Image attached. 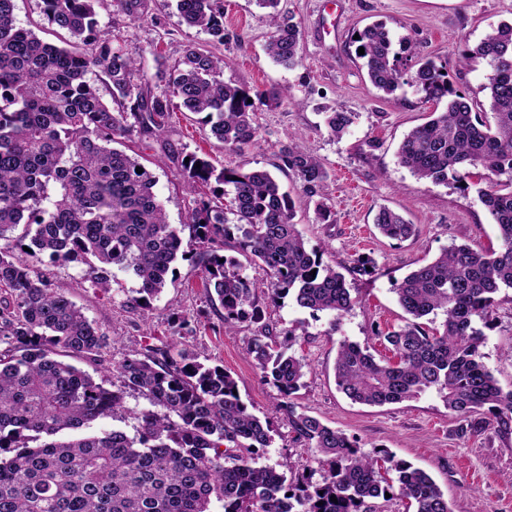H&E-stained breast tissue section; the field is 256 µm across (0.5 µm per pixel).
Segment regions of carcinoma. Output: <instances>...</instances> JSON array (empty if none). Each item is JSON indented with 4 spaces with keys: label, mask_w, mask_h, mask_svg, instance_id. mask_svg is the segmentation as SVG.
<instances>
[{
    "label": "carcinoma",
    "mask_w": 512,
    "mask_h": 512,
    "mask_svg": "<svg viewBox=\"0 0 512 512\" xmlns=\"http://www.w3.org/2000/svg\"><path fill=\"white\" fill-rule=\"evenodd\" d=\"M14 2L0 0V512H213L215 503L223 512H378L376 500L387 493L414 512H451L425 471L385 449L362 452L343 431L291 402L309 365L279 344L258 293L272 302L289 297L311 316L325 313L336 322L358 298L323 251L307 247L293 223L295 202L272 173L219 169L205 156L168 148L194 195L188 224H171L154 173L112 147L120 138L159 137L175 112L187 111L224 148L241 150L259 136L248 98L267 102L282 93L224 82L223 59L195 44L155 73L144 71L139 51L101 26L100 0H41L48 24L68 36L62 46L18 25ZM113 2L130 21L142 20L143 0ZM255 3L272 9L268 55L288 68L300 65L298 23L274 11L279 0ZM175 8L213 43L230 40L224 0H176ZM355 43L376 89L392 95L406 85L426 101L446 102L404 137L398 162L434 184L476 178L500 244H452L395 283L412 321L383 336L392 357L378 359L370 346L345 337L336 384L373 406L434 389L473 431L507 428L512 390L498 385L481 348L495 295L512 289V190L500 189L512 186V21L492 28L465 56L490 68L486 105L454 88L448 60L405 68L382 22L359 31ZM102 79L109 101L99 92ZM323 122L339 138L353 115L332 108ZM278 158L276 169L296 176L307 196H321L328 171L319 158L293 140ZM375 225L390 239L415 232L385 207ZM233 235L268 283L250 280L238 258L224 254V239ZM44 257L81 268L91 287L105 292L117 273L132 274L139 283L127 300L133 307L173 284L178 259L195 260L209 301L220 304L224 331L255 327L247 354L277 388L275 408L285 412L295 439L317 455L320 480L301 473L288 481L287 458L258 464V450L272 441L270 421L233 394L237 381L223 366L182 347L193 333L188 317L172 315L175 335L165 348L106 365V334L34 275L32 262ZM438 314L442 328L420 323ZM73 359L112 372V387ZM135 394L147 405L129 408L126 398ZM126 417L138 422L132 436L116 428L86 431L96 420Z\"/></svg>",
    "instance_id": "1"
}]
</instances>
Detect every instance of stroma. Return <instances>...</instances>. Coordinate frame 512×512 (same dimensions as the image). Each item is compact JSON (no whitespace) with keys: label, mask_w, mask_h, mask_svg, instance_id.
Here are the masks:
<instances>
[{"label":"stroma","mask_w":512,"mask_h":512,"mask_svg":"<svg viewBox=\"0 0 512 512\" xmlns=\"http://www.w3.org/2000/svg\"><path fill=\"white\" fill-rule=\"evenodd\" d=\"M279 9L300 26L301 66L288 69L267 55L266 12L254 0H224V24L231 39L216 48L226 60L225 82L289 91L279 104L258 105L257 144L240 151L225 149L189 112L173 116L166 138L174 148L206 154L214 165L228 169L271 168L278 161L279 145L291 137L323 161L329 173L323 197L330 218L325 223L317 221L314 204L299 180L286 172L277 175L295 201L296 227L308 247L322 251L325 262L349 268L357 258L370 256L377 269L350 277L359 302L336 329L330 326V315L311 318L291 299L268 304L267 315L278 333H286L297 320L308 324L307 335L293 345L310 366L303 387L293 397L295 405L343 430L362 451L386 449L428 472L447 496L452 512H512V428L470 431L466 420L450 415L443 398L433 391L382 407L361 405L339 391L334 376L341 337L387 355L382 335L403 326L405 317L393 286L409 271L454 243L476 248L499 245L497 227L475 190L463 192L452 183L435 185L399 165L397 151L404 136L426 122L436 105L409 90L389 98L379 93L356 56L353 36L368 24L385 23L393 37H412L415 56L452 58L450 78L456 88L483 101L489 69L482 62L463 63L462 55L491 27L512 20V0H280ZM99 15L103 25L142 51L150 70L155 56L174 59L184 44L211 45L209 35L181 24L166 0H145L144 18L135 23L112 0H102ZM415 56H403L405 66H413ZM329 108L354 116L342 138L331 136L323 124L322 113ZM121 147L138 154L142 163L155 164L156 191L170 223H185L192 197L183 188L179 169L163 157L155 142L125 140ZM383 207L415 224V236L407 240L380 236L374 219ZM175 268L174 286L150 304L130 307L126 301L138 287L130 276L120 275L118 285L104 292L85 282L78 268L46 258L33 265L35 274L63 289L102 328L109 338L107 359L112 363L165 341L172 331L171 313L193 316L197 332L187 338V347L200 361L224 366L237 380L249 409L270 420L273 441L261 450L260 463L272 464L284 455L309 461L310 451L295 442L286 417L274 408L280 399L277 389L246 353L251 328L242 325L225 333L204 294L195 261H177ZM495 300L483 362L499 385L509 390L512 290L499 292Z\"/></svg>","instance_id":"1"}]
</instances>
